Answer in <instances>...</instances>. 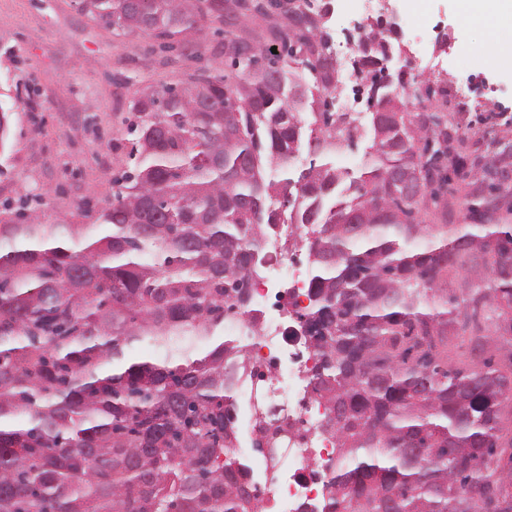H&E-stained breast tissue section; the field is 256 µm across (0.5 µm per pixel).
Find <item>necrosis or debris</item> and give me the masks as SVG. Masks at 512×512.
<instances>
[{"instance_id":"obj_1","label":"necrosis or debris","mask_w":512,"mask_h":512,"mask_svg":"<svg viewBox=\"0 0 512 512\" xmlns=\"http://www.w3.org/2000/svg\"><path fill=\"white\" fill-rule=\"evenodd\" d=\"M359 41L355 35L326 52L336 65L337 103L343 112L361 110L351 91ZM285 240L276 232L263 246L264 274L249 297L256 317L224 323L225 335L243 338L250 356L247 374L236 382L237 421L251 430L266 412L275 415L285 431L279 447L252 444L236 449L262 512H299L319 505L322 484L335 460V441L317 429L324 407L310 386L319 358L293 333L298 313L308 304V271L299 254L287 250Z\"/></svg>"}]
</instances>
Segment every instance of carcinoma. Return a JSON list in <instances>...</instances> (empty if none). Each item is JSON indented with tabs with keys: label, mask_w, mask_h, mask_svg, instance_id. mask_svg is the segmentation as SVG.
<instances>
[{
	"label": "carcinoma",
	"mask_w": 512,
	"mask_h": 512,
	"mask_svg": "<svg viewBox=\"0 0 512 512\" xmlns=\"http://www.w3.org/2000/svg\"><path fill=\"white\" fill-rule=\"evenodd\" d=\"M121 36L200 41L244 0H78ZM270 29L281 52L224 37V61L129 105L126 166L88 224H43L48 193L0 201V512H260L237 442L233 367L262 242L307 226L300 336L336 440L325 509L512 512V371L485 354L512 337V138L467 152L459 123L404 111L401 75L359 48L363 169L324 163L355 138L329 110L319 27ZM315 157L297 178L288 157ZM451 164H445V161ZM437 187L411 200L402 177ZM221 337L201 358L132 357L144 340ZM478 361L448 367V337Z\"/></svg>",
	"instance_id": "carcinoma-1"
}]
</instances>
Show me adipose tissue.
Here are the masks:
<instances>
[{
  "mask_svg": "<svg viewBox=\"0 0 512 512\" xmlns=\"http://www.w3.org/2000/svg\"><path fill=\"white\" fill-rule=\"evenodd\" d=\"M468 20L481 28L486 36L488 60L499 66L512 64V52L501 45L503 31L512 26V0H458Z\"/></svg>",
  "mask_w": 512,
  "mask_h": 512,
  "instance_id": "ef3b65f1",
  "label": "adipose tissue"
}]
</instances>
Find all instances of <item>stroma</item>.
<instances>
[{"instance_id": "stroma-1", "label": "stroma", "mask_w": 512, "mask_h": 512, "mask_svg": "<svg viewBox=\"0 0 512 512\" xmlns=\"http://www.w3.org/2000/svg\"><path fill=\"white\" fill-rule=\"evenodd\" d=\"M381 26L390 43L417 52V86L441 81L469 88L470 114L512 117V68L461 62L484 51L482 32L457 0H383ZM222 38L160 52L148 36H115L82 13L77 0H0V109L12 115L0 148V200L27 188L48 191L45 224L77 222L85 205L112 193L126 162L121 119L131 100L196 67L222 61Z\"/></svg>"}]
</instances>
